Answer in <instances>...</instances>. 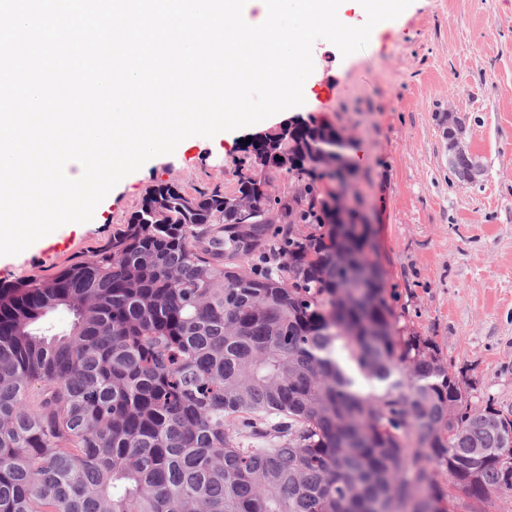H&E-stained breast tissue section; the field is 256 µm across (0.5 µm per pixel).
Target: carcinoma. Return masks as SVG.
I'll list each match as a JSON object with an SVG mask.
<instances>
[{
  "label": "carcinoma",
  "mask_w": 512,
  "mask_h": 512,
  "mask_svg": "<svg viewBox=\"0 0 512 512\" xmlns=\"http://www.w3.org/2000/svg\"><path fill=\"white\" fill-rule=\"evenodd\" d=\"M303 190L158 184L104 246L0 280V512H485L512 496V408L428 336H396L367 254L317 182L336 128L284 131ZM449 165L482 173L467 152ZM262 190L275 222L238 223ZM67 311L64 327L52 316ZM349 348L364 393L335 358ZM448 473L446 485L437 480ZM232 206L237 212V216L241 224H249V220L252 218L254 213L261 209L265 210L266 205L261 203V199H256L253 196H243L238 194L234 200H232Z\"/></svg>",
  "instance_id": "obj_1"
}]
</instances>
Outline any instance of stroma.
Returning a JSON list of instances; mask_svg holds the SVG:
<instances>
[{"label":"stroma","instance_id":"1","mask_svg":"<svg viewBox=\"0 0 512 512\" xmlns=\"http://www.w3.org/2000/svg\"><path fill=\"white\" fill-rule=\"evenodd\" d=\"M315 47L319 64L293 114L150 159L91 221L0 256V279L50 275L90 255L159 183L190 195L233 191L248 137L313 118L356 142L350 193L369 221L367 252L396 297L399 334L432 337L478 392L512 406V0H412L358 52L342 55L322 39ZM452 116L484 167L471 183L448 182Z\"/></svg>","mask_w":512,"mask_h":512}]
</instances>
